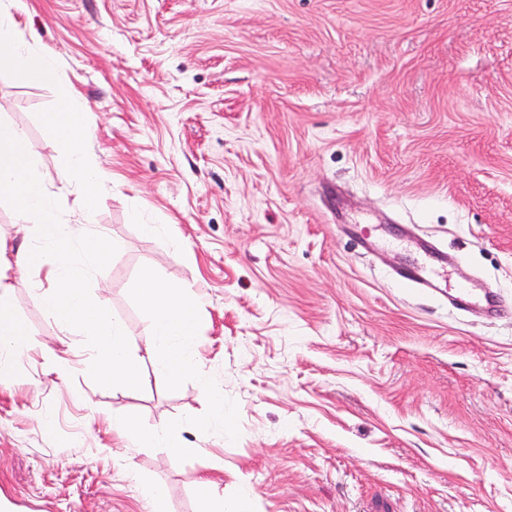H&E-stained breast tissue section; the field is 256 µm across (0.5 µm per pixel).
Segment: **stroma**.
Instances as JSON below:
<instances>
[{"label": "stroma", "instance_id": "35a3bbf8", "mask_svg": "<svg viewBox=\"0 0 512 512\" xmlns=\"http://www.w3.org/2000/svg\"><path fill=\"white\" fill-rule=\"evenodd\" d=\"M23 2L15 39L58 81L0 72V123L75 223L36 114L82 94L93 223L124 244L91 294L149 383L96 385L83 334L33 289L46 266L7 271L25 353L0 371V504L151 512L143 480L166 512H201L208 473L252 512H512V0ZM428 243L455 259L444 285L480 279L503 314L397 281ZM146 270L199 299L200 358L176 381L145 347ZM204 378L224 422L201 433ZM128 413L183 423L198 455L123 447L108 424Z\"/></svg>", "mask_w": 512, "mask_h": 512}]
</instances>
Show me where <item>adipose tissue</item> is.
Segmentation results:
<instances>
[{
  "label": "adipose tissue",
  "mask_w": 512,
  "mask_h": 512,
  "mask_svg": "<svg viewBox=\"0 0 512 512\" xmlns=\"http://www.w3.org/2000/svg\"><path fill=\"white\" fill-rule=\"evenodd\" d=\"M139 294L148 316L147 351L156 373L171 379L183 376L195 367L199 357L197 338L202 318L196 299L186 289L163 284L150 272L141 276ZM112 429L128 448L151 445L179 457L195 453L182 423L177 421L146 430L128 415Z\"/></svg>",
  "instance_id": "ef3b65f1"
}]
</instances>
